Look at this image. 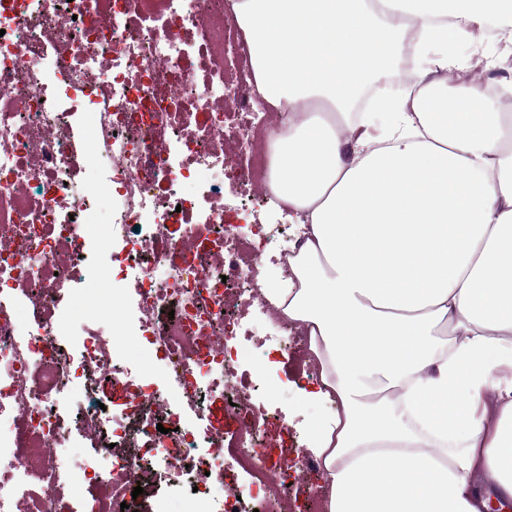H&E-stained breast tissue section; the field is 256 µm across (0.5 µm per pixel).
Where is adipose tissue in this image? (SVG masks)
<instances>
[{"instance_id": "1", "label": "adipose tissue", "mask_w": 512, "mask_h": 512, "mask_svg": "<svg viewBox=\"0 0 512 512\" xmlns=\"http://www.w3.org/2000/svg\"><path fill=\"white\" fill-rule=\"evenodd\" d=\"M281 117L305 244L267 300L306 332L327 512L512 505V113L469 59L512 0H231Z\"/></svg>"}]
</instances>
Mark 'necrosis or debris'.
I'll return each mask as SVG.
<instances>
[{"label":"necrosis or debris","mask_w":512,"mask_h":512,"mask_svg":"<svg viewBox=\"0 0 512 512\" xmlns=\"http://www.w3.org/2000/svg\"><path fill=\"white\" fill-rule=\"evenodd\" d=\"M180 2L0 0V512H121L161 475L208 489L202 512H243L228 457L265 512H295L293 488L314 467L302 449L265 446L266 409L239 374L260 348L239 320L265 301L254 239L280 230L225 223L221 181L231 158L241 186L271 195L277 115L254 112L232 12ZM103 199L107 249L88 262ZM91 279L133 293L132 331L166 362L177 399L117 369L122 348L103 329L83 332L72 368L59 304ZM74 382L58 411L54 395ZM102 393L108 410L85 406ZM74 435L104 465L98 494L65 506L59 490L79 479L58 447Z\"/></svg>","instance_id":"4bbe7bcc"}]
</instances>
